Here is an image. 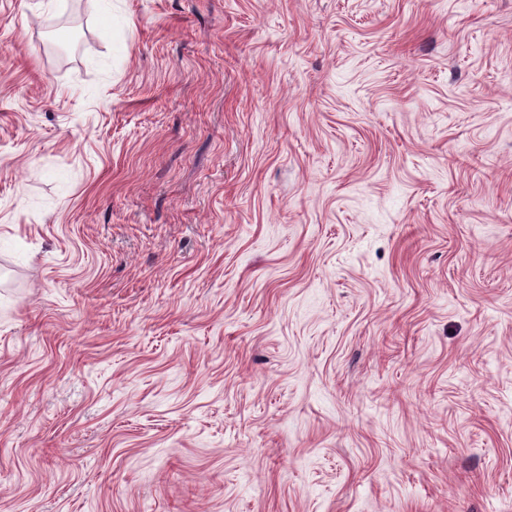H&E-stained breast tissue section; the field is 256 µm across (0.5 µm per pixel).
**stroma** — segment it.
I'll return each mask as SVG.
<instances>
[{
  "instance_id": "35a3bbf8",
  "label": "stroma",
  "mask_w": 512,
  "mask_h": 512,
  "mask_svg": "<svg viewBox=\"0 0 512 512\" xmlns=\"http://www.w3.org/2000/svg\"><path fill=\"white\" fill-rule=\"evenodd\" d=\"M0 512H512V0H0Z\"/></svg>"
}]
</instances>
